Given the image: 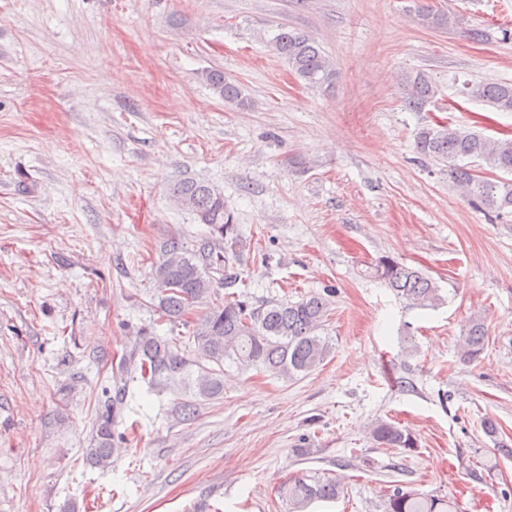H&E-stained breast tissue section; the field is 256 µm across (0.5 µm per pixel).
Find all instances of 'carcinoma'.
Returning <instances> with one entry per match:
<instances>
[{
    "label": "carcinoma",
    "mask_w": 512,
    "mask_h": 512,
    "mask_svg": "<svg viewBox=\"0 0 512 512\" xmlns=\"http://www.w3.org/2000/svg\"><path fill=\"white\" fill-rule=\"evenodd\" d=\"M414 19L427 28H445L458 22L457 17L420 3ZM271 50L283 59L297 80L309 86L330 85L336 69L317 42L297 29L279 28L270 42ZM204 79L224 102L244 106L245 89L230 81L219 70L207 71ZM405 106L422 112L435 97V85L424 73L402 77ZM468 95L498 112H512V83L492 82L470 87ZM415 151L435 162L448 164V178L465 190L470 205L498 215L512 210V180H484L464 159L478 162L492 170L512 174V138L495 139L480 131L453 127L447 123L418 129ZM170 199L195 215L207 226L206 238L189 249L172 238L163 243L161 256L152 267L159 285L158 309L162 320L192 324V336L202 359L221 367L230 359L245 369L259 368L273 376L296 379L315 370L330 355L331 345L317 335L329 310V299L320 293L308 294L296 302L269 300L259 305L237 292L246 286L237 269L242 240L231 214L224 210V195L216 186L196 179H183L169 189ZM376 276L394 294L420 308L434 307L441 301L440 288L425 271L408 266L390 255L375 264ZM224 293L216 291V287ZM201 314L187 320L195 309ZM487 338L485 318L474 315L463 335L467 360L478 358ZM121 367L140 373L151 386L183 383L196 397H212L223 391L219 371L201 370L192 377L191 363L182 356L177 344L166 337L143 332L124 355ZM124 392L105 406L97 425L96 445L84 451L83 459L91 466L105 468L117 451L112 424ZM371 436L381 448L409 451L416 447L411 434L399 425L379 420ZM342 488L325 472L306 471L281 484L278 494L288 501L289 512H306L317 501L337 499ZM383 512H453L450 501L405 491L397 486L384 494Z\"/></svg>",
    "instance_id": "obj_1"
}]
</instances>
